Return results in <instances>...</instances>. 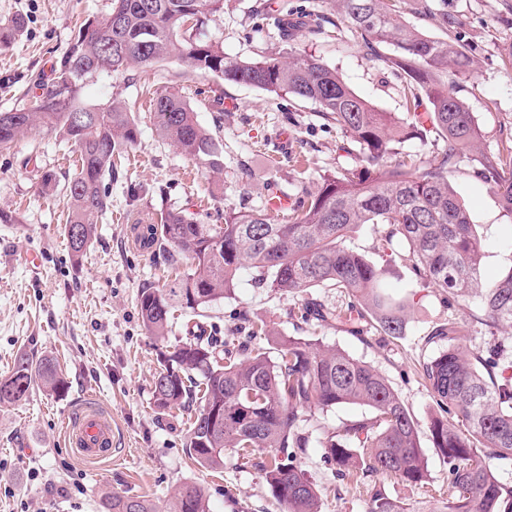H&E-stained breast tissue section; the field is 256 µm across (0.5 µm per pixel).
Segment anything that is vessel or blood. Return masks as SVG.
Instances as JSON below:
<instances>
[{
  "mask_svg": "<svg viewBox=\"0 0 512 512\" xmlns=\"http://www.w3.org/2000/svg\"><path fill=\"white\" fill-rule=\"evenodd\" d=\"M66 442L73 454L89 464L103 462L112 455V421L95 404L85 405L68 429Z\"/></svg>",
  "mask_w": 512,
  "mask_h": 512,
  "instance_id": "b4317fda",
  "label": "vessel or blood"
}]
</instances>
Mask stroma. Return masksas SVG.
<instances>
[{"instance_id":"stroma-1","label":"stroma","mask_w":512,"mask_h":512,"mask_svg":"<svg viewBox=\"0 0 512 512\" xmlns=\"http://www.w3.org/2000/svg\"><path fill=\"white\" fill-rule=\"evenodd\" d=\"M255 2L224 0L223 14L203 26L208 37L222 41L225 56L252 58L280 50L271 15L329 10L326 0H265L270 14L265 20L255 16ZM109 5L110 0H0V25L17 18L24 22L13 43L0 45V112L30 107L40 92L38 79L50 77L80 23ZM448 11L463 23L460 44L471 61L468 75L455 78L452 91L474 113L482 131L480 148L490 153L512 132V68L502 63L503 49L512 45V0H448ZM294 44L336 69L379 110L401 111L399 79L385 64L367 60L349 32L331 38L302 32ZM172 85L182 88L221 151L220 180L157 135L149 91ZM115 96L131 105L141 134L108 183V208L80 263L72 262L64 234L65 184L76 154L61 138L38 130L0 150V377L24 353L35 361L56 358L67 382L62 392L38 385L27 401L0 407V512H97L107 493L142 496L162 507L185 483L203 490L209 512H283L258 466L268 450L246 459L230 448L222 469L203 468L185 452L187 413L168 415L154 407L150 383L160 346L141 323L138 294L162 285L170 269L163 257H150L135 246L130 225L136 212L170 208L213 224L229 204L262 208L272 181L295 197L299 181L315 186L320 175L346 162L341 137L319 120L313 102L203 76L175 59L145 71L133 67L90 79L80 102L102 106ZM228 100L235 109H225ZM49 169L56 172L58 186L45 193L40 175ZM452 183L484 237L481 276L491 280L512 265V215L475 178L469 159L461 160ZM382 230L379 224L363 225L350 245L386 267V287L404 297L407 326L400 338L371 327L356 334L337 323L299 322L292 313L299 296L253 287L246 271L232 297L183 312L173 334L183 336L187 323L196 321L227 339L237 335L246 315L266 321L275 334L313 339L371 364L423 425L428 479L414 485L385 474L361 481L337 476L323 459L321 438L366 411L343 405L319 412L305 424L312 437L296 462L314 480L321 512H370L376 492L398 512H448V467L424 428L433 401L421 365L443 349L431 334L448 320L466 324L464 348L486 349L493 338L484 327L469 324V304L447 299L400 261L374 254L372 242ZM32 254L39 265L29 263ZM90 395L112 417V462L97 468L79 461L64 437L66 422Z\"/></svg>"}]
</instances>
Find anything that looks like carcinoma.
I'll use <instances>...</instances> for the list:
<instances>
[{
	"label": "carcinoma",
	"instance_id": "1",
	"mask_svg": "<svg viewBox=\"0 0 512 512\" xmlns=\"http://www.w3.org/2000/svg\"><path fill=\"white\" fill-rule=\"evenodd\" d=\"M332 19L316 14L306 21H278L279 37H293L306 26L329 37L347 28L370 61L390 64L399 77L405 114L380 112L350 89L335 70L307 53L289 51L241 59L224 56L223 44L203 40L184 28L224 12V0H111L109 10L85 22L60 63L53 67L51 89L29 108L0 112V149H9L35 129L60 135L78 154V167L66 186L65 235L74 263L82 261L107 208L103 181L117 172L116 160L137 143L139 126L131 106L113 98L103 107H81L83 84L100 75H120L132 67H151L178 59L202 74L276 95L309 100L318 118L336 127L340 149L350 161L320 176L317 189L300 186L297 204L279 215L266 207H224V223L201 224L179 209L139 214L135 241L151 254L161 252L175 278L141 289L138 307L144 327L165 343L174 312L196 311L229 298L247 269L257 288L281 295L307 294L300 319L342 323L354 332L374 322L376 330L397 337L406 328L405 302L383 284L384 270L347 241L363 224H382L373 250L406 262L414 274L441 292L472 298L471 322L512 330V267L490 285L479 279L482 245L449 177L458 161L474 149L481 129L465 102L448 89L441 75H464L467 56L460 49L461 21L436 11L428 0H329ZM443 31L434 39L407 23L405 16ZM429 109L421 112L423 104ZM157 134L187 159L220 175L216 144L195 112L174 87L152 92ZM86 114L75 128L71 116ZM432 133L441 143L433 159L405 149L409 137ZM473 173L512 214V133L496 151L474 157ZM80 233H74V230ZM189 267L179 268L184 262ZM313 288L345 289L351 301L343 310L308 297ZM460 326L450 320L431 338L448 347L423 363L434 407L427 428L448 465V512H512V486L500 482L495 462L512 460V344L497 343L469 352L457 345ZM270 337L264 322L242 318L239 335L218 342L204 325L159 360L151 381L155 408L164 413L191 409L185 450L204 468H224V449L245 454L270 448L263 463L272 497L286 512H320L311 476L295 463L297 448L309 444L300 429L303 416L340 405H359L370 416L348 421L321 441L324 462L347 477L394 474L409 484L427 478L420 425L391 383L366 362L299 336ZM53 392L64 389L54 358L38 362L21 354L0 378V407L26 400L35 380ZM221 416L210 427L207 412ZM465 423L456 427L454 420ZM100 512H159L140 496L105 495ZM165 512H207L202 489L185 484L175 490Z\"/></svg>",
	"mask_w": 512,
	"mask_h": 512
}]
</instances>
